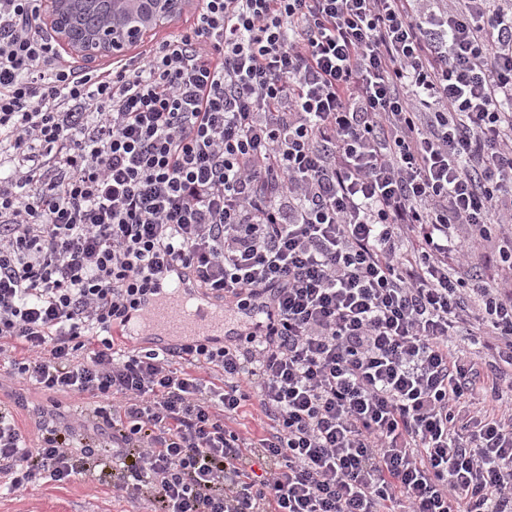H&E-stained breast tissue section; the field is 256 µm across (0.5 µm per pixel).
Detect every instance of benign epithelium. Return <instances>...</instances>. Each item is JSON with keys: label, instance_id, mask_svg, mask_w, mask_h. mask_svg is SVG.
<instances>
[{"label": "benign epithelium", "instance_id": "obj_1", "mask_svg": "<svg viewBox=\"0 0 512 512\" xmlns=\"http://www.w3.org/2000/svg\"><path fill=\"white\" fill-rule=\"evenodd\" d=\"M86 3L87 0H42L40 21L68 54L89 63L124 53L152 32L172 26L193 8L191 0H107L111 11L107 23L78 33L75 19Z\"/></svg>", "mask_w": 512, "mask_h": 512}]
</instances>
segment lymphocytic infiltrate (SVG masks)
<instances>
[{
	"instance_id": "f902f5d3",
	"label": "lymphocytic infiltrate",
	"mask_w": 512,
	"mask_h": 512,
	"mask_svg": "<svg viewBox=\"0 0 512 512\" xmlns=\"http://www.w3.org/2000/svg\"><path fill=\"white\" fill-rule=\"evenodd\" d=\"M0 0V489L153 512H512V0H201L101 71ZM192 269L261 332L114 325ZM8 363L1 368L0 359V403L9 407L15 416V419L27 436L31 445H36L40 440L41 434L35 427L34 413L38 405H50L44 394H38L28 389L27 386L20 383L19 380L11 378L6 372ZM2 369V372H1ZM2 374V376H1ZM89 463L91 474L70 482L42 479L15 495L0 493V512H150L147 502H131L113 493L112 484L99 476L103 465L95 467V459Z\"/></svg>"
}]
</instances>
